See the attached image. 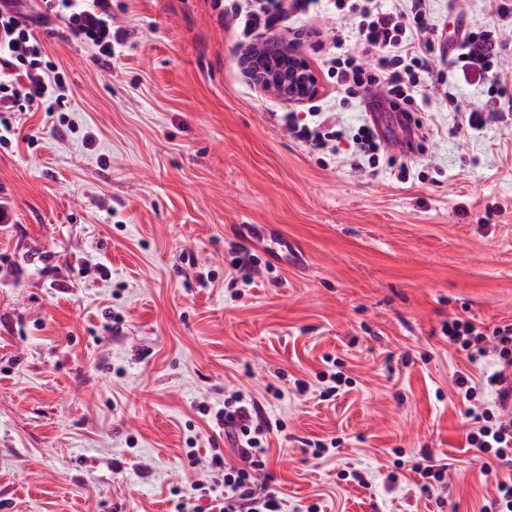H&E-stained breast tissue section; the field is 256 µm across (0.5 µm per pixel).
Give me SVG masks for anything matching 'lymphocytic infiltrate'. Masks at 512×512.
<instances>
[{
    "label": "lymphocytic infiltrate",
    "mask_w": 512,
    "mask_h": 512,
    "mask_svg": "<svg viewBox=\"0 0 512 512\" xmlns=\"http://www.w3.org/2000/svg\"><path fill=\"white\" fill-rule=\"evenodd\" d=\"M26 0H0V112H19L43 105L52 85L61 77L46 61L44 46L30 29L23 8ZM486 11L464 29L457 48L446 55L436 50L427 32L431 0H233L232 15L244 32L270 30L287 23L292 33L304 34L306 24L322 14L335 15L339 25L321 64L347 99L365 102L374 92L383 93L402 112H424L445 104L463 112V127L484 128L501 112H512V69L502 59L512 50V0H485ZM47 11L59 18L77 40L93 44L101 56L111 57L113 44L127 38L124 28L112 23V0H43ZM486 85L484 98L462 108L459 82ZM285 123L291 134L317 150L339 153L348 144L352 167L376 162L378 133L365 124L347 136L330 108L312 111L304 120L289 113ZM449 345L463 352L469 362L496 359V369L473 380L459 374L455 380L461 397L470 404L466 433L469 447L480 456L512 463V418L502 410L512 405V323L484 331L470 320L454 318L442 326ZM493 386L498 411L474 408L482 385ZM225 436L237 448V462L221 455L210 461L224 481L221 512H278L274 494L258 482L268 456L269 424L261 418L256 401L234 395L216 414Z\"/></svg>",
    "instance_id": "1"
}]
</instances>
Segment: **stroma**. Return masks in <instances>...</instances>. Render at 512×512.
I'll use <instances>...</instances> for the list:
<instances>
[{"mask_svg": "<svg viewBox=\"0 0 512 512\" xmlns=\"http://www.w3.org/2000/svg\"><path fill=\"white\" fill-rule=\"evenodd\" d=\"M228 8L112 0L129 36L107 66L29 4L65 104L0 140V512H202L212 450L237 459L213 417L236 393L284 423L280 512H480L512 464L468 448L454 379L494 364L442 325L512 321V119L424 113L418 178L320 160L282 122L309 104L244 76ZM483 9L432 0L434 42ZM433 463L434 461L430 455H423L421 460L415 463L414 470L424 480L427 488L432 489L434 486L442 488L441 483L444 479L445 465H436ZM432 480L434 482H432Z\"/></svg>", "mask_w": 512, "mask_h": 512, "instance_id": "obj_1", "label": "stroma"}]
</instances>
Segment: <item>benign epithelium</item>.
Returning <instances> with one entry per match:
<instances>
[{
  "mask_svg": "<svg viewBox=\"0 0 512 512\" xmlns=\"http://www.w3.org/2000/svg\"><path fill=\"white\" fill-rule=\"evenodd\" d=\"M246 74L260 88L280 99L301 102L317 93L319 81L308 60L285 37H272L242 55Z\"/></svg>",
  "mask_w": 512,
  "mask_h": 512,
  "instance_id": "7a95c632",
  "label": "benign epithelium"
}]
</instances>
